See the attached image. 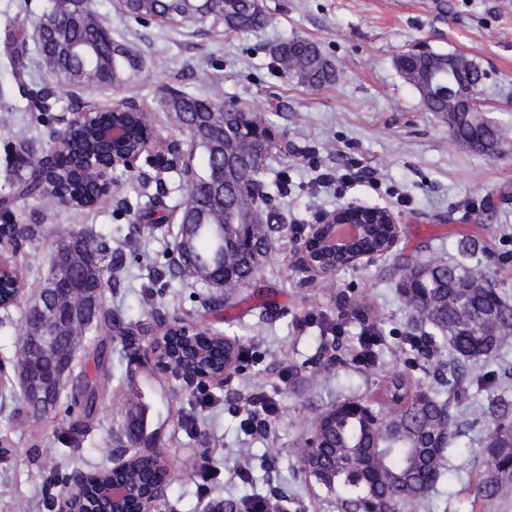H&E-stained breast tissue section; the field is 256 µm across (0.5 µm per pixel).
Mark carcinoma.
<instances>
[{"label":"carcinoma","instance_id":"carcinoma-1","mask_svg":"<svg viewBox=\"0 0 512 512\" xmlns=\"http://www.w3.org/2000/svg\"><path fill=\"white\" fill-rule=\"evenodd\" d=\"M122 5L136 19L222 24L236 32L257 31L269 21L266 11L254 7L252 0H122ZM44 32L40 55L59 77L63 92L76 87L85 98L92 99L103 86L131 83L138 72L135 50L112 38L99 19L94 0H50ZM274 54L287 77L307 87L320 88L336 78L335 66L324 63L320 48L306 38L295 37L277 46ZM435 58L434 54L408 56L400 69L415 87L421 75L432 77L434 93L424 106L445 116L451 106L448 76L467 83L478 79L483 71L463 55L456 56L451 72L438 68ZM163 107L188 133L190 158L201 159L199 167H189V177L177 173L175 191L181 202L172 206L171 212L177 213L180 233L172 251L186 253L199 271L198 280L212 284L216 282L214 274L224 272V288L229 291L254 279L255 258L288 237V225L270 205L272 193L264 180L275 149L274 137L266 128L262 131L264 140L249 137V127L259 118L246 106L181 90L167 93ZM119 119L128 126L131 146L154 128L149 112H125ZM475 135L476 131L461 120L448 130L455 142ZM23 162L29 176L17 183V191L44 210L59 205L53 190L56 182L64 183L70 193L83 200L81 209H94L106 200L87 184L82 161L75 155L57 153L43 182L30 177L40 168L41 157L29 153ZM252 182L264 185L265 194L246 197L243 188ZM162 206L160 197L148 198L138 208L140 220L147 224L169 220L170 215L160 214ZM389 237V225L370 224L361 248L387 256ZM71 238V259L55 252L51 255V274L59 283L57 295L48 298V303L59 317L67 315L84 292L98 287L99 276H112L115 265L106 246L92 236L78 232ZM397 271L404 306L432 328L422 336L404 337L403 344L426 358L441 359L448 366V375L435 385L423 386L405 373L394 372L385 377L371 399L345 398L327 407L317 419L318 447L302 450L301 468L325 490L336 512H368L372 507L410 512L444 479L447 454L462 437L456 409L476 394L485 399L483 412L489 427L482 439L484 459L475 497L482 501L511 497L512 388L497 385L489 366L505 359L503 346L512 337V301L496 287H461L475 276H486L462 260L407 262ZM144 306L148 317L136 321H125L102 307L88 321L72 324L45 352L31 349L21 337L15 358L29 364L34 375H47L69 359L77 338L93 340L102 332L123 338L125 347L135 350L137 338L148 334L152 322L160 317L154 299H146ZM198 335L209 339L212 367L218 369L226 361L236 370L243 366L242 348L224 331L202 326ZM171 340V348L164 352L166 363L175 368L191 367L179 355L190 340L175 335ZM75 379L73 384L63 383L48 405L23 403L28 414L34 418L46 415L69 390L73 392L70 407L78 409L80 417L89 416L92 407L80 403L76 392L89 389L98 394L112 381V375L104 370L91 377L81 371ZM265 398L254 393L240 406L245 424L253 425V415L262 412ZM196 473L195 459L183 458L179 465L181 484H193ZM150 475L151 464L132 453L122 478L142 486Z\"/></svg>","mask_w":512,"mask_h":512}]
</instances>
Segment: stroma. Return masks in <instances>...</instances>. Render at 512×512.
<instances>
[{
  "instance_id": "obj_1",
  "label": "stroma",
  "mask_w": 512,
  "mask_h": 512,
  "mask_svg": "<svg viewBox=\"0 0 512 512\" xmlns=\"http://www.w3.org/2000/svg\"><path fill=\"white\" fill-rule=\"evenodd\" d=\"M46 5L47 0H0V194L12 176L11 156L32 145L49 150V131L61 127L74 104L66 92L50 99L46 110L27 109L36 91L57 87L32 38ZM97 5L113 38L142 58L128 87L99 92L100 107L135 100L156 113L163 139L183 143L185 132L162 110L163 91L217 95L247 106L280 136L271 175L288 179L287 194L275 200L286 224L309 228L322 213L348 203L383 207L400 225L397 253L424 261L455 259L468 250L471 264L492 272L497 287L512 293V144L487 155L453 143L447 123L425 110L418 90L396 67L400 54L420 46L466 55L486 74L480 86L484 110L507 126L512 141V0H263L269 23L248 33L138 21L124 13L119 0ZM298 36L319 44L333 62V83L309 89L278 69L274 47ZM156 58L164 68L153 67ZM156 175V167L145 163L133 173L115 171L111 197L94 210L59 207L44 213L27 200L12 204L18 221H38L45 233L24 244L19 256L34 272L0 328V359L14 355L22 313L48 274L58 240L85 230L104 235L123 257L117 284L104 292L107 307L137 320L144 316L142 297L163 291L166 317L224 326L241 336L244 368L229 386L186 390L153 362L132 361L127 374L100 395L89 428L77 434L63 409L26 422L12 407H0V443L9 449L0 458V512H12L19 497L32 501V512H48L50 477L102 467L111 438L123 433L130 396L139 402L146 435L173 463L197 449L209 451L195 485L171 482L173 512H202L207 502L254 493L285 496L287 512H336L298 462L317 415L343 398L376 391L393 372L436 380V364L416 362L401 348V336L424 327L399 297L394 256L306 279L294 274L291 239L266 255L256 279L239 289L232 305L203 310L204 300L218 296L219 288L190 277L162 286L154 277L167 266L176 225L146 224L140 235L128 234L139 184ZM348 300L359 313L339 320L338 308ZM336 320L345 336L343 366L329 364L320 345L328 323ZM372 323L387 344L369 361L358 357L356 338ZM247 387L276 397L268 430L241 428L234 393ZM459 417L466 429L462 447L449 460L454 473L418 512H512V497L475 500L485 418L469 401ZM49 441L62 451L52 461L41 453Z\"/></svg>"
}]
</instances>
